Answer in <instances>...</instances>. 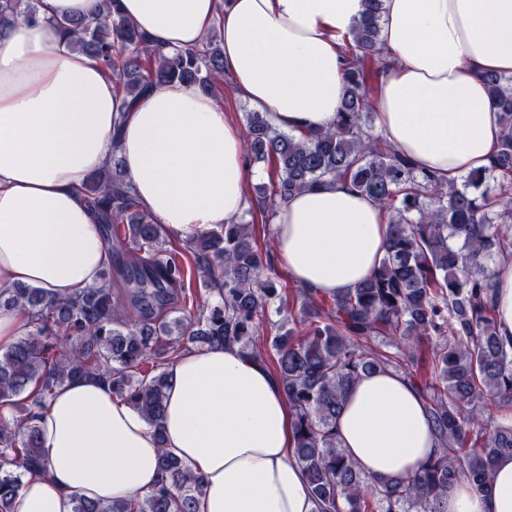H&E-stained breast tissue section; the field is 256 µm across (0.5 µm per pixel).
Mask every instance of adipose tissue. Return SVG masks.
<instances>
[{"label":"adipose tissue","instance_id":"1","mask_svg":"<svg viewBox=\"0 0 512 512\" xmlns=\"http://www.w3.org/2000/svg\"><path fill=\"white\" fill-rule=\"evenodd\" d=\"M99 0H38L40 19L0 37V289L48 297L99 287L112 250L83 187L119 156L139 205L186 239L239 217L247 168L222 100L157 84L124 105L99 61L50 20L86 17ZM150 43L172 52L218 32L237 97L289 133L329 126L344 91L340 45L363 0H120ZM389 67L375 92L380 135L422 172L449 180L487 167L501 136L483 76H512V0H383ZM387 218L338 181L292 195L275 218V258L320 294L356 288L385 253ZM512 339V261L493 292ZM160 431L98 377L59 387L37 424L44 476L24 478L14 512H72L75 496L129 501L158 477L166 448L202 473L199 512H317L294 458L292 411L275 373L238 346L193 350L169 367ZM345 453L371 478L402 480L437 452L416 385L364 376L337 419ZM445 512H512V456L482 493L448 491Z\"/></svg>","mask_w":512,"mask_h":512}]
</instances>
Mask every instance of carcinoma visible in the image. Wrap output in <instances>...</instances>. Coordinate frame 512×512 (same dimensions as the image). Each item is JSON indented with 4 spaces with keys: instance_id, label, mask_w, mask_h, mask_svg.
Masks as SVG:
<instances>
[{
    "instance_id": "obj_1",
    "label": "carcinoma",
    "mask_w": 512,
    "mask_h": 512,
    "mask_svg": "<svg viewBox=\"0 0 512 512\" xmlns=\"http://www.w3.org/2000/svg\"><path fill=\"white\" fill-rule=\"evenodd\" d=\"M100 0L89 19L54 23L73 47L94 55L137 100L155 84L181 83L223 98V52L212 38L169 55ZM365 11L346 46L336 121L302 136L269 113H244L246 164L275 171L255 187L263 223L277 204L326 181H349L388 213L386 251L374 274L346 293L287 291L251 224L233 220L163 248L167 229L141 208L120 158L94 174L85 198L124 245L103 285L76 298L37 288L0 290V307L27 311V328L0 349V512H13L22 478L44 472L37 425L56 389L98 376L160 428L168 367L197 348L236 344L265 360L267 331L276 374L293 413L294 454L320 512H443L448 487L480 491L496 459L512 455V425L484 417L489 399L512 414V341L499 335L491 301L495 266L512 257V77L484 76L502 135L490 166L460 181L418 172L374 130L371 81L387 67L379 40L382 0ZM38 17L37 0H0V34ZM280 316L270 319V314ZM395 352H389V349ZM392 369L418 386L440 448L406 482L367 477L340 446L345 395L367 374ZM159 479L145 495L105 503L73 498L72 512H197L204 481L170 454L161 434Z\"/></svg>"
}]
</instances>
